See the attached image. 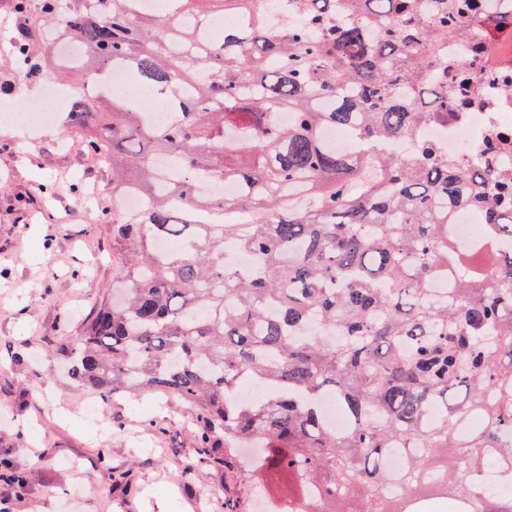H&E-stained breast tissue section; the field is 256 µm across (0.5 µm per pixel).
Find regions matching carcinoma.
Masks as SVG:
<instances>
[{
	"instance_id": "carcinoma-1",
	"label": "carcinoma",
	"mask_w": 512,
	"mask_h": 512,
	"mask_svg": "<svg viewBox=\"0 0 512 512\" xmlns=\"http://www.w3.org/2000/svg\"><path fill=\"white\" fill-rule=\"evenodd\" d=\"M14 2L25 68L4 88H71L63 124L112 170V235L129 248L120 301L65 350L72 379L106 400L159 390L195 408L203 466L237 475L242 449H263L255 469L298 488L281 512H342L346 500L349 512H437L444 500L512 512V173L427 139L408 157L385 152L481 100L478 55L447 63L437 46L484 33L500 0H277V29L267 0H215L220 14L197 0L157 13L137 0H41L38 13ZM47 26L83 44L81 66L56 62ZM115 65L177 120L146 121L126 94H83ZM336 126L355 153L323 140ZM224 180L239 192L199 191ZM130 189L145 200L132 215L117 207ZM463 210L482 216L470 252L450 229ZM159 239L180 247L161 252ZM226 242L254 258L255 277L224 263ZM247 377L268 393L241 398ZM327 392L348 431L325 423ZM224 512H253L252 496L227 493Z\"/></svg>"
}]
</instances>
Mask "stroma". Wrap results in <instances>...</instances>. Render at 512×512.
<instances>
[{"label":"stroma","mask_w":512,"mask_h":512,"mask_svg":"<svg viewBox=\"0 0 512 512\" xmlns=\"http://www.w3.org/2000/svg\"><path fill=\"white\" fill-rule=\"evenodd\" d=\"M112 173L81 142L50 132L36 144L0 126V459L31 475L8 512H224V473L186 472L202 444L195 411L145 396L101 405L107 430L82 415L95 393L70 379L62 348L83 336L126 263L112 238ZM253 496L286 504L291 478L246 472Z\"/></svg>","instance_id":"35a3bbf8"}]
</instances>
